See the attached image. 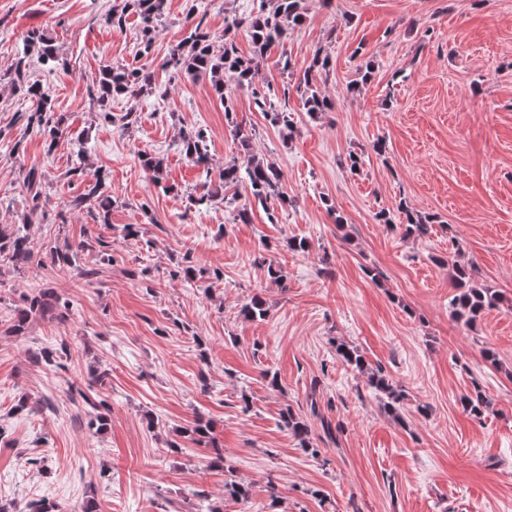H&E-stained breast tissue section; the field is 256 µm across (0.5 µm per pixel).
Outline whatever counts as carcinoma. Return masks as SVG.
<instances>
[{
    "label": "carcinoma",
    "instance_id": "obj_1",
    "mask_svg": "<svg viewBox=\"0 0 512 512\" xmlns=\"http://www.w3.org/2000/svg\"><path fill=\"white\" fill-rule=\"evenodd\" d=\"M306 0H256V5L246 17L233 21L235 29L244 27L248 30L253 56H242L236 43L224 31V47L217 53L213 47V36L203 27V21H195L192 14H187V32L175 49L172 50L168 65L185 71L192 76H204L209 79L213 92L223 101L224 118L231 127L233 135L242 146H249L251 130L246 124L236 121V111L232 96L227 94L225 78H230L237 87L252 89L255 104L261 111L271 117L275 124H281L288 131L292 130L291 120L284 112L276 109L275 101L265 96H258L256 79L258 66L255 57L281 41L288 31L300 24L305 18ZM166 0H118L106 14V21L114 26H122L126 15L135 13L143 23L141 53L147 55L152 49V34L165 18ZM37 55L43 65L51 70L69 67L67 58L57 51L51 37L45 32L33 30L26 37V51L18 57L12 68V89L20 92L33 102V109L27 115L26 125L32 130L50 137L55 143L63 134V119L55 116L53 98L49 88L33 81L29 76V57ZM329 57L316 52L305 69L302 80L306 88L305 103L310 116L330 110L333 103L314 90L316 74L328 66ZM153 73L142 68L112 67L105 65L101 69L97 82V103L100 115L109 120L112 114L107 110L109 99L113 95L127 94L134 98L143 92L152 90ZM182 150L195 164L206 166L209 163L206 135L203 130L185 133L182 136ZM68 175L84 184L83 191L70 200L74 209H85L102 223H107L108 213L112 207V196L107 192L106 183L100 175L89 176L85 163L68 170ZM19 176L22 188L28 194L35 214L40 208L43 174L36 167L20 168ZM280 172L271 164L265 163L254 156L247 157L242 163H234L224 167L217 180L204 185L203 194L196 199L202 205L204 201L225 194L227 189L244 186L249 197L261 206H267L276 198L281 203L288 198L280 191ZM100 247L107 249L110 243L98 237L90 241H81L72 245L65 241L58 243L37 244L29 233V225H0V262H9L15 269H24L35 253L42 254V259L61 270H76L80 274L91 277L96 275L91 269L82 267V256ZM451 277L454 281L456 294L450 305L453 315L467 324L472 323L483 311L498 306L500 298L488 288L473 284L472 275L466 265L456 261L451 264ZM26 306L21 310L16 330L21 331L26 322L33 316L43 319H63L70 310V301L56 294L50 288H42L24 298ZM267 309L259 297H254L241 309V315L247 320L265 318ZM336 358L347 367L367 376L369 385L381 395L383 409L395 420H401L400 405L404 399L402 390L393 385L379 368H372L359 348L340 342L335 345ZM108 370H93L92 379L87 390L80 388L75 392L93 410L94 416L90 426L100 431L108 425V409L106 399L100 397L95 386L104 383ZM463 411L475 418H481L490 411V402L478 390L461 398ZM284 426L297 438L302 447L316 458L321 449L311 447L310 426L306 419L288 409L281 416ZM183 437L197 444L209 445L213 441L212 427L199 418L194 426L180 429Z\"/></svg>",
    "mask_w": 512,
    "mask_h": 512
}]
</instances>
